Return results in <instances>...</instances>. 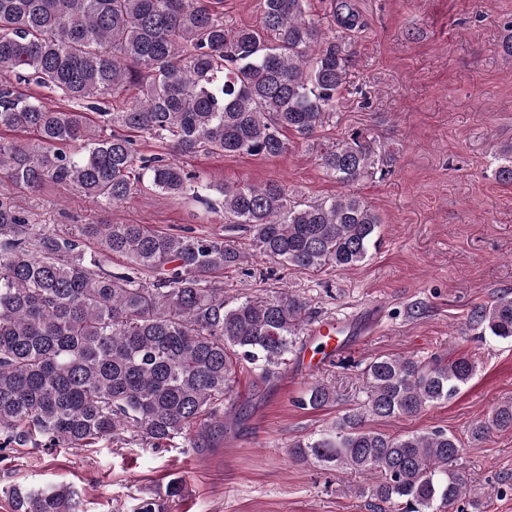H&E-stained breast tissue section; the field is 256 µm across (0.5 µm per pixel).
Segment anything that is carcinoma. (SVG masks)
<instances>
[{
	"mask_svg": "<svg viewBox=\"0 0 512 512\" xmlns=\"http://www.w3.org/2000/svg\"><path fill=\"white\" fill-rule=\"evenodd\" d=\"M215 0H0V456L16 447L86 448L103 440L152 448L224 436L235 374L279 373L308 318L298 295L224 299L218 274L241 255L220 236L159 233L144 224L37 230L13 202L44 182L112 205L143 184L173 198L223 196L224 220L263 256L297 270L352 268L377 243L381 218L360 196L298 199L282 185L216 186L185 169L198 154L276 157L285 132L312 140L332 115L354 52L358 20L334 0L336 34L309 16V0H262L256 28H232ZM33 83L70 108L18 89ZM137 90L119 112L101 99ZM110 129L104 134V129ZM167 151L139 155L135 137ZM497 180L512 184V143ZM319 164L346 185L374 167L359 135L320 148ZM98 246L88 252V243ZM125 258L112 269L110 256ZM470 325L512 340V297L470 315ZM476 371L469 355L377 357L361 374L366 399L330 428L288 448L295 462L376 473L362 494L374 512H443L472 495L446 429L390 435L375 418L412 417L455 397ZM335 400L311 384L298 404ZM512 431V401L470 429V440ZM14 512H79L68 484L7 487Z\"/></svg>",
	"mask_w": 512,
	"mask_h": 512,
	"instance_id": "carcinoma-1",
	"label": "carcinoma"
}]
</instances>
